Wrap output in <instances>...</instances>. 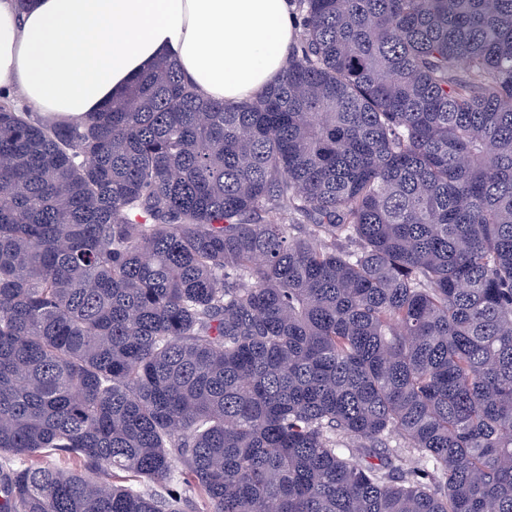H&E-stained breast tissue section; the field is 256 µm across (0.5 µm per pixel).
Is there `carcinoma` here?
I'll list each match as a JSON object with an SVG mask.
<instances>
[{"mask_svg":"<svg viewBox=\"0 0 512 512\" xmlns=\"http://www.w3.org/2000/svg\"><path fill=\"white\" fill-rule=\"evenodd\" d=\"M296 7L249 102L0 95V512H512V0Z\"/></svg>","mask_w":512,"mask_h":512,"instance_id":"carcinoma-1","label":"carcinoma"}]
</instances>
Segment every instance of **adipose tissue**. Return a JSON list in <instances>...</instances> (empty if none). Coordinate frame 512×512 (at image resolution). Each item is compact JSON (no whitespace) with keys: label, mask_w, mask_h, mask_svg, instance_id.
<instances>
[{"label":"adipose tissue","mask_w":512,"mask_h":512,"mask_svg":"<svg viewBox=\"0 0 512 512\" xmlns=\"http://www.w3.org/2000/svg\"><path fill=\"white\" fill-rule=\"evenodd\" d=\"M296 36L290 0H0V88L82 120L172 54L199 94L239 103L280 77Z\"/></svg>","instance_id":"obj_1"}]
</instances>
